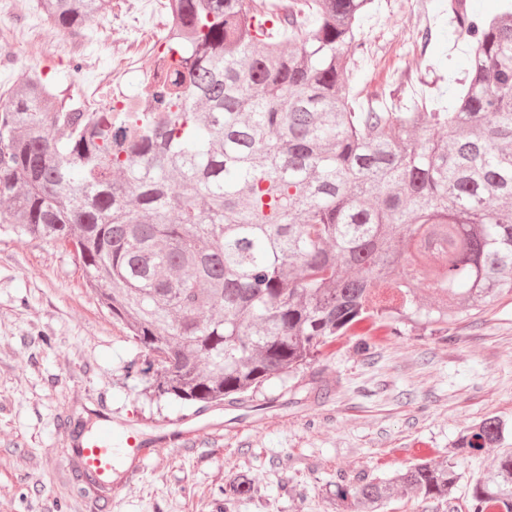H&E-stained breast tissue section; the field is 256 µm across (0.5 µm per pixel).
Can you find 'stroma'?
<instances>
[{"label": "stroma", "mask_w": 512, "mask_h": 512, "mask_svg": "<svg viewBox=\"0 0 512 512\" xmlns=\"http://www.w3.org/2000/svg\"><path fill=\"white\" fill-rule=\"evenodd\" d=\"M436 21L427 49L408 42L411 0H378L362 31L365 95H451L449 70L464 73L444 25L448 0H429ZM41 40L23 66L0 68V88L27 68L99 106L106 95L73 60L44 63ZM145 353L87 288L73 256L25 236L0 233V512H334L339 475H377L409 465L420 448L447 459L458 433L496 415L512 421V295L448 328L420 336L410 324L373 353L343 338L330 360L272 379L240 405L197 411L153 401ZM108 421L114 447L132 436L146 457L114 472L105 491L82 492L73 450L80 427ZM496 454L460 458L464 478L445 501L396 497L388 512H468L467 476ZM256 487L225 497L239 475Z\"/></svg>", "instance_id": "35a3bbf8"}]
</instances>
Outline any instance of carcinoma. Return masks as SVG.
<instances>
[{"label": "carcinoma", "instance_id": "obj_1", "mask_svg": "<svg viewBox=\"0 0 512 512\" xmlns=\"http://www.w3.org/2000/svg\"><path fill=\"white\" fill-rule=\"evenodd\" d=\"M374 2L168 0L177 40L137 104L95 107L36 69L0 96V229L73 254L153 399L242 403L345 336L369 353L401 319L433 336L512 294V0L492 17L454 0L466 76L440 109L358 100ZM115 6L38 0L59 31ZM511 432L486 417L446 460L342 476L336 512L446 499L458 457L491 446L469 512H512Z\"/></svg>", "mask_w": 512, "mask_h": 512}]
</instances>
